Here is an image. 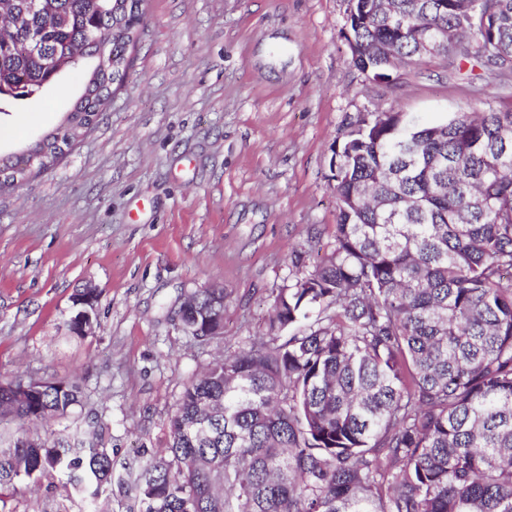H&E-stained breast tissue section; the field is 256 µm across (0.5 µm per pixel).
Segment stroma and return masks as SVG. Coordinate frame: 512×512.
<instances>
[{
	"label": "stroma",
	"mask_w": 512,
	"mask_h": 512,
	"mask_svg": "<svg viewBox=\"0 0 512 512\" xmlns=\"http://www.w3.org/2000/svg\"><path fill=\"white\" fill-rule=\"evenodd\" d=\"M348 0H147L122 87L53 166L0 191V381L63 378L114 465L166 447L179 395L215 357L262 338L277 290L328 254L331 148L365 112L437 123L512 109V74L424 58L389 83L358 70ZM7 103L0 153L54 127L85 83ZM224 288V336L184 333L187 295ZM98 292L91 334L72 296ZM19 484L5 512H56Z\"/></svg>",
	"instance_id": "obj_1"
}]
</instances>
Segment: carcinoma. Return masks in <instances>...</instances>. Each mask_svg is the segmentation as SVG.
I'll return each mask as SVG.
<instances>
[{"label":"carcinoma","instance_id":"carcinoma-1","mask_svg":"<svg viewBox=\"0 0 512 512\" xmlns=\"http://www.w3.org/2000/svg\"><path fill=\"white\" fill-rule=\"evenodd\" d=\"M126 0H0V102L25 99L81 64L90 92L45 135L93 122L112 95L96 38L142 26ZM349 0L354 65L388 80L431 55L512 69V0ZM39 34L25 45L28 34ZM23 162L0 157L4 182ZM337 222L331 253L273 297L265 339L213 361L183 387L162 450L116 476L96 433L32 438L26 424L67 417L80 387L15 379L0 387L3 490L56 479L81 512L112 485L139 512H512V110L425 124L368 112L332 146ZM200 324L224 335V289L201 288ZM290 328L297 332L285 336Z\"/></svg>","mask_w":512,"mask_h":512}]
</instances>
